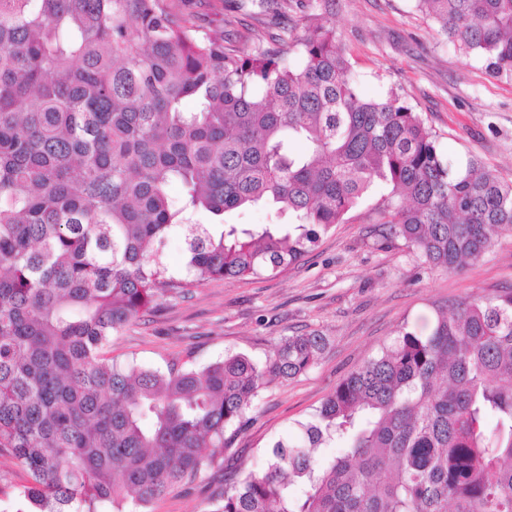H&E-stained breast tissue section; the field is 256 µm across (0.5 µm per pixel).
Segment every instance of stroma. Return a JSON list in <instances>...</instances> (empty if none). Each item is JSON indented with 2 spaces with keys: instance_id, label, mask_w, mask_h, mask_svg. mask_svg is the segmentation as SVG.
Listing matches in <instances>:
<instances>
[{
  "instance_id": "obj_1",
  "label": "stroma",
  "mask_w": 512,
  "mask_h": 512,
  "mask_svg": "<svg viewBox=\"0 0 512 512\" xmlns=\"http://www.w3.org/2000/svg\"><path fill=\"white\" fill-rule=\"evenodd\" d=\"M338 42L366 95L394 87L422 113L455 162L478 159L512 179V80L489 75L449 46L413 0H334ZM371 193L344 223L275 276L214 279L164 295L112 338L108 355L126 367L202 368L231 354L265 363L281 338L327 339L305 374L265 387L222 469L174 487L152 512H209L224 477L262 469L267 450L295 435L353 368L380 353L401 328L426 331L438 307L512 288V239L456 271L424 263L402 241H381Z\"/></svg>"
}]
</instances>
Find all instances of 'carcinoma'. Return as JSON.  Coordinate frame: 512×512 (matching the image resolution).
<instances>
[{
  "label": "carcinoma",
  "mask_w": 512,
  "mask_h": 512,
  "mask_svg": "<svg viewBox=\"0 0 512 512\" xmlns=\"http://www.w3.org/2000/svg\"><path fill=\"white\" fill-rule=\"evenodd\" d=\"M189 2L0 0V450L26 476L15 512H149L326 345L313 332L262 366L128 371L112 336L157 297L277 275L375 189L385 237L446 271L512 236V179L451 163L398 89L365 97L332 0L291 26L288 0H258L278 32L247 29L272 43L253 53ZM417 7L512 80V0ZM251 208L289 222L224 223ZM173 235L177 272L161 258ZM301 430L210 512H512V291L455 302L426 334L402 328Z\"/></svg>",
  "instance_id": "1"
}]
</instances>
